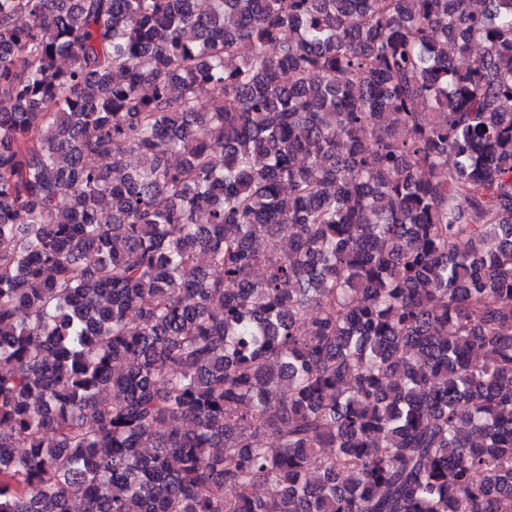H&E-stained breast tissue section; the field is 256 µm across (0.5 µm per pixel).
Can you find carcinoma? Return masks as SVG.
Returning a JSON list of instances; mask_svg holds the SVG:
<instances>
[{
    "mask_svg": "<svg viewBox=\"0 0 512 512\" xmlns=\"http://www.w3.org/2000/svg\"><path fill=\"white\" fill-rule=\"evenodd\" d=\"M0 512H512V0H0Z\"/></svg>",
    "mask_w": 512,
    "mask_h": 512,
    "instance_id": "1",
    "label": "carcinoma"
}]
</instances>
